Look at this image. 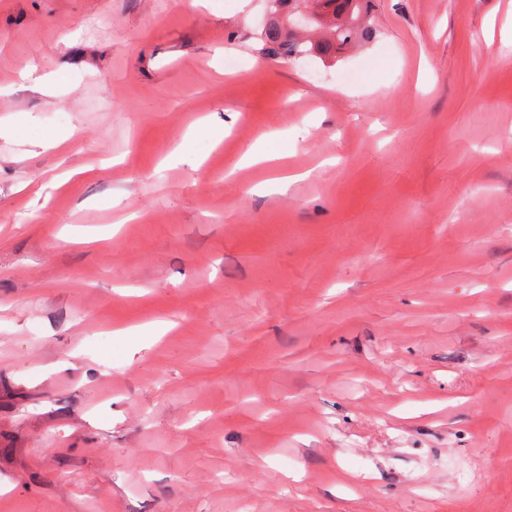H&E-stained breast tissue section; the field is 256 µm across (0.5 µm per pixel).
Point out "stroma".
<instances>
[{
  "mask_svg": "<svg viewBox=\"0 0 512 512\" xmlns=\"http://www.w3.org/2000/svg\"><path fill=\"white\" fill-rule=\"evenodd\" d=\"M265 8L0 0V512H512V0ZM274 10H281L287 16L315 3L325 16L334 19V23L319 27L310 35L285 34L276 23L266 26L270 21L267 14L263 20L258 39L261 41V55H282L288 60H298L306 56L321 58L324 62H335L336 53L360 41L370 38L373 28L370 24V0H272ZM344 18H348L344 21ZM336 19L341 21L336 24Z\"/></svg>",
  "mask_w": 512,
  "mask_h": 512,
  "instance_id": "1",
  "label": "stroma"
}]
</instances>
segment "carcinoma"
Segmentation results:
<instances>
[{"label": "carcinoma", "mask_w": 512, "mask_h": 512, "mask_svg": "<svg viewBox=\"0 0 512 512\" xmlns=\"http://www.w3.org/2000/svg\"><path fill=\"white\" fill-rule=\"evenodd\" d=\"M369 2L370 0H272L288 16L313 3L324 15L339 20V23L320 27L310 35L287 34L280 25L270 24L259 34V53L282 55L292 61L312 56L326 63L333 62L340 50L372 36Z\"/></svg>", "instance_id": "cac0c4a2"}]
</instances>
